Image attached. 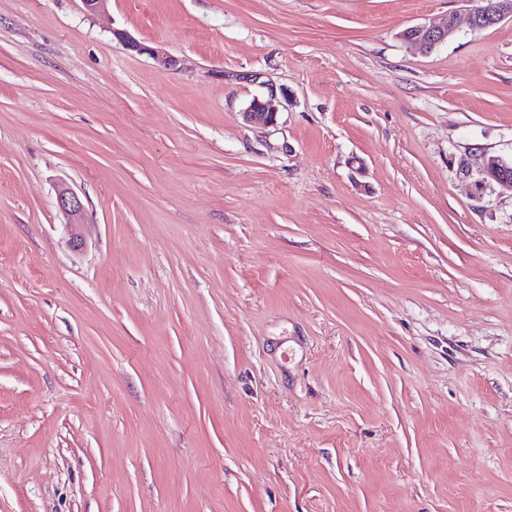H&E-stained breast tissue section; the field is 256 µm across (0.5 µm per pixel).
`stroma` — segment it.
Masks as SVG:
<instances>
[{"label": "stroma", "mask_w": 512, "mask_h": 512, "mask_svg": "<svg viewBox=\"0 0 512 512\" xmlns=\"http://www.w3.org/2000/svg\"><path fill=\"white\" fill-rule=\"evenodd\" d=\"M466 7L0 0V512H512V20ZM468 2L477 3L473 6L468 14V25L472 30H481L488 28L494 24L500 23L506 18H512V0H484L485 5L491 8L494 4H497V10L489 12L484 6L481 0H467ZM456 22L453 16H448L439 24H418L405 29L401 37L404 40L417 45L421 50H431L439 44H442L455 31ZM406 30H412L413 35L408 40L403 36ZM277 90L268 88V96L265 99H253L248 108L243 112V119L248 123L258 125H273L276 122L278 108L275 105L278 99ZM483 170L502 190L512 192V160L507 161L499 157L488 158L483 165ZM57 205L60 211L67 217L70 233V245L78 249L82 245V238L76 231L83 224L84 205L77 193L67 184L61 183L56 189Z\"/></svg>", "instance_id": "35a3bbf8"}]
</instances>
